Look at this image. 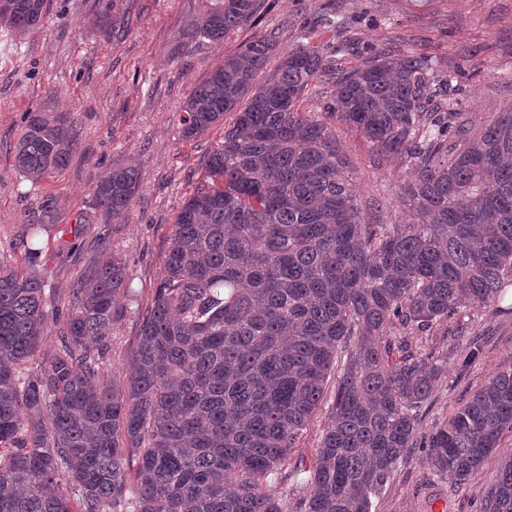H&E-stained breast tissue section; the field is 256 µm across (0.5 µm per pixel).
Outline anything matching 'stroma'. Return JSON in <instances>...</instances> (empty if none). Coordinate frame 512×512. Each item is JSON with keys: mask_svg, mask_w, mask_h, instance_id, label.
Wrapping results in <instances>:
<instances>
[{"mask_svg": "<svg viewBox=\"0 0 512 512\" xmlns=\"http://www.w3.org/2000/svg\"><path fill=\"white\" fill-rule=\"evenodd\" d=\"M206 0H48L42 25L24 37L0 28V263L39 274L55 296L66 294L93 252L107 247L126 263L129 291L112 326L101 371L124 382L143 317L153 299L167 238L180 204L204 179V156L220 138L212 128L182 138L183 107L194 88L248 41L275 32L279 53L303 45L332 51L342 40L355 49L336 57L344 71L367 55L385 51L426 57L453 77L448 106L465 112L472 129L512 107V0H261L256 24L223 43L183 45ZM331 85L312 82L301 108L330 126L365 215L382 213L389 224L414 216L398 193L409 179L403 161L381 160L364 138L330 118L324 107ZM69 114L80 129L68 167L34 183L14 168L26 113ZM136 165L139 191L125 223L99 240L90 224L92 189L115 166ZM43 222L41 254L23 245L31 224ZM462 309L457 319L419 332L399 324L391 340H407L411 352L448 360V372L423 404L419 432L429 435L507 361L512 360V302ZM351 350L342 348L325 383L321 405L291 450L276 494L302 498L308 474L296 460L311 461ZM464 482L437 476L423 449L396 466L372 500V512H482L483 496L502 460L512 455V433Z\"/></svg>", "mask_w": 512, "mask_h": 512, "instance_id": "1", "label": "stroma"}]
</instances>
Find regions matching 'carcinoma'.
<instances>
[{"label":"carcinoma","instance_id":"cac0c4a2","mask_svg":"<svg viewBox=\"0 0 512 512\" xmlns=\"http://www.w3.org/2000/svg\"><path fill=\"white\" fill-rule=\"evenodd\" d=\"M45 8L0 0V26L24 36ZM257 12V0H207L185 43H221ZM276 48L269 32L224 57L184 107L185 139L236 118L176 214L125 384L100 370L128 289L122 259L92 257L57 302L37 276L0 265V512H371L408 449L464 481L512 432V362L423 437L419 408L444 361L402 343L393 365L385 340L395 323L423 332L512 285V108L475 133L442 111L448 73L385 52L343 72L298 47L256 84ZM314 79L335 87L328 113L410 165L401 201L416 222L365 218L334 134L299 110ZM79 140L67 115L29 112L15 168L41 181ZM139 180L129 165L95 185L98 234L126 219ZM351 341L307 492L291 504L269 482ZM484 512H512V459Z\"/></svg>","mask_w":512,"mask_h":512}]
</instances>
